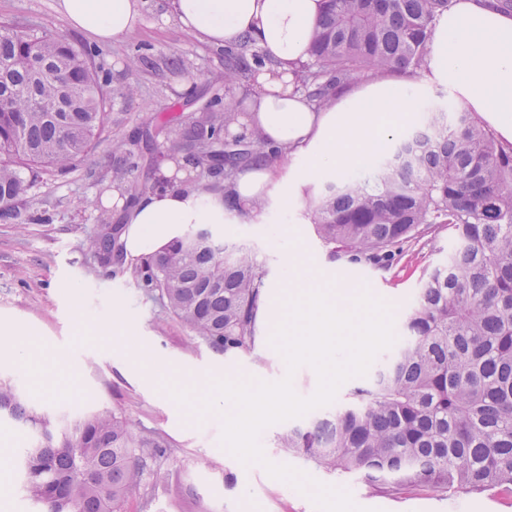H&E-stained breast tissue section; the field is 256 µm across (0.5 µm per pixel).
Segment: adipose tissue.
I'll return each mask as SVG.
<instances>
[{
    "label": "adipose tissue",
    "instance_id": "obj_1",
    "mask_svg": "<svg viewBox=\"0 0 512 512\" xmlns=\"http://www.w3.org/2000/svg\"><path fill=\"white\" fill-rule=\"evenodd\" d=\"M181 27L215 46L251 37L270 67L262 69L250 98L247 130L273 148L309 158L304 178L341 176L384 152L402 116L418 103L413 85L447 88L454 106L512 145V11L493 0H453L438 17L428 63L418 81L385 75L341 90L316 106L291 86L293 71L309 57L324 0H172ZM67 25L107 45L143 22L140 0H58ZM276 170L260 163L239 171L232 191L242 209L278 193ZM104 205L125 210L124 261L135 264L167 248L189 225L220 224L228 214L224 195L197 188L158 189L126 204L120 194Z\"/></svg>",
    "mask_w": 512,
    "mask_h": 512
}]
</instances>
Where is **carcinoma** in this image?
<instances>
[{
  "mask_svg": "<svg viewBox=\"0 0 512 512\" xmlns=\"http://www.w3.org/2000/svg\"><path fill=\"white\" fill-rule=\"evenodd\" d=\"M451 0H327L310 59L294 89L319 106L359 73L416 76L426 67L437 17ZM266 59L244 38L224 48V101L193 113L182 128L162 126L168 157L195 169L224 171L230 183L248 163L283 160L251 132L226 136L242 116L236 86L254 87ZM108 80L87 51L36 22L0 20V220L16 217L28 191L57 169L80 164L105 133ZM113 183L129 195L139 162L126 142ZM359 174L325 182L307 215L332 261L387 268L403 246L441 228L456 239L448 261L424 276L402 320L404 340L384 350L372 375L336 410L313 414L279 439L285 456L375 492L427 484L444 492L512 485V146L504 147L467 112L426 107L421 129L393 139ZM88 248L112 249V234L93 233ZM193 341L233 358L255 353L273 331L258 324L266 288L257 255L190 230L131 271ZM27 440L21 449L27 495L47 512H123L147 461L170 443L134 429L120 411L56 418L0 382V419Z\"/></svg>",
  "mask_w": 512,
  "mask_h": 512,
  "instance_id": "cac0c4a2",
  "label": "carcinoma"
}]
</instances>
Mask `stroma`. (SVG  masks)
Masks as SVG:
<instances>
[{
	"label": "stroma",
	"instance_id": "1",
	"mask_svg": "<svg viewBox=\"0 0 512 512\" xmlns=\"http://www.w3.org/2000/svg\"><path fill=\"white\" fill-rule=\"evenodd\" d=\"M56 0H0V17L36 21L53 35L84 48L95 66L107 74L114 91L109 106V133L74 170L57 172L31 188L20 203L17 218L0 221V319L33 338V353L43 368L34 375L0 355V379L16 382L25 399L37 408L57 413L123 412L138 430L157 432L172 443L166 456L149 463L139 488L129 494L124 512H316L312 500L289 483L270 477L257 464L243 465L221 445L220 416H198L171 400L167 387L193 388L204 375L224 369L276 382L292 375L293 388L311 396L318 384L307 365L288 373L285 360L268 343L255 354L230 359L202 342L164 313L158 302L137 288L131 274H112L87 249V239L100 225L120 223L117 207L100 199L114 191L113 175L124 164L112 142L136 134L134 152L141 162V180L154 182L157 161L167 143L154 137L157 124L177 126L201 111L212 97L224 93V50L183 30L171 12L170 0H142L145 23L128 36L100 45L70 29L55 9ZM143 54L137 68L128 57ZM192 80V93L182 89ZM133 86L135 99L119 95ZM307 159L276 163L285 198L260 215H241L211 225L214 236L244 245L257 253L267 277H276L289 243H297L315 269L326 278L348 279L385 301L393 315L415 299L426 268L444 263L455 241L447 231L412 246L389 269L378 270L346 261L333 262L304 215L310 182L299 174ZM126 317L123 333L110 328L113 307ZM104 324L105 333L86 335L84 324ZM139 346L152 358L166 361L162 386L146 388L130 370L125 347ZM289 428L279 422L259 437L266 458L289 463L318 482L347 490L366 512H512V492L499 488L474 492L466 488L448 495L425 485H405L382 494L359 478L341 477L300 458L284 459L278 441ZM16 424L0 421V512H39L22 487L14 464L18 451ZM235 478L224 485L225 474Z\"/></svg>",
	"mask_w": 512,
	"mask_h": 512
}]
</instances>
